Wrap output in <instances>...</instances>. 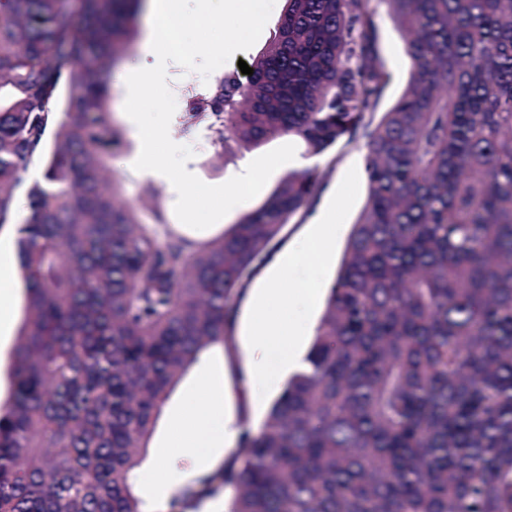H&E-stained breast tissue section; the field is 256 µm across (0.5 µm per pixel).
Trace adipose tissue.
I'll return each mask as SVG.
<instances>
[{
	"label": "adipose tissue",
	"mask_w": 512,
	"mask_h": 512,
	"mask_svg": "<svg viewBox=\"0 0 512 512\" xmlns=\"http://www.w3.org/2000/svg\"><path fill=\"white\" fill-rule=\"evenodd\" d=\"M184 2L148 0L143 59L132 74L128 92H135L141 84L163 88L172 66V58L164 52V45L177 39L184 28L210 21V0H199L198 10L193 15L186 12ZM135 130L143 142V151L134 158V166L146 176L165 177L168 164L165 152L160 149L162 134L140 124ZM21 278V272L9 263L7 257L0 255V375L5 372L11 347L9 330L17 301L14 284ZM283 297L287 298L292 315L281 314L254 323L243 346L242 361L247 371L240 390L252 404L259 403L282 375L297 368L300 362L298 340L309 332L306 311L313 298L312 289L288 297L274 281L262 294L253 297L251 304L256 308L265 307ZM212 367V360L201 361L194 384L184 393L176 411L168 417L172 437L167 440V447L191 457L196 465L186 471L177 462H162L156 457H149L144 466L152 470L154 476L138 485L145 512H156L164 501L176 495L185 482H197L208 476L224 456L236 450L240 429L230 410L224 406V390L217 383Z\"/></svg>",
	"instance_id": "obj_1"
}]
</instances>
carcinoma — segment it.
Segmentation results:
<instances>
[{
    "mask_svg": "<svg viewBox=\"0 0 512 512\" xmlns=\"http://www.w3.org/2000/svg\"><path fill=\"white\" fill-rule=\"evenodd\" d=\"M12 2L0 227L24 188L26 317L0 409V512H142L130 477L170 391L232 335L271 244L361 128L367 201L306 368L168 512L225 492V512H512V0H385L410 73L380 116L371 0H287L253 75L217 78L183 130L226 153L293 137L328 160L203 242L142 223L106 178L110 73L143 0ZM34 162L44 176L27 184Z\"/></svg>",
    "mask_w": 512,
    "mask_h": 512,
    "instance_id": "1",
    "label": "carcinoma"
}]
</instances>
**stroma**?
Returning <instances> with one entry per match:
<instances>
[{
  "mask_svg": "<svg viewBox=\"0 0 512 512\" xmlns=\"http://www.w3.org/2000/svg\"><path fill=\"white\" fill-rule=\"evenodd\" d=\"M377 26L378 57L390 75V81L379 104L380 111H387L404 91L410 72V60L405 53V42L396 28L385 0H373ZM212 10L216 20L211 24L193 25L181 34V41L193 48L206 42H222L227 27H239L244 31L240 47L231 55L215 54L200 57L187 63L174 61L170 70V82L182 87L209 88L214 79L229 70L237 69L239 62H252L272 40L278 30L281 13H273L261 29L250 26L248 17L225 13L222 0H214ZM140 51L123 57L112 72V118L122 133V141L112 150L111 166L114 176L121 180L126 199L139 205L141 220L151 223L163 218L165 223L181 227L192 239L203 240L216 236L237 223L245 214L257 208L269 196L277 183L289 170L295 169V160L304 149L297 140L280 136L249 152L225 154L221 144L214 142L205 130L185 133L181 121L190 105L189 98H172L169 93L146 94L134 105V113L150 122L162 123L166 128L165 149L175 160L176 166L188 167L198 184L213 190H223L243 163L254 165L259 173L256 186L243 193L234 211H225L220 204H213L208 223L199 224L190 214L191 208L203 206L200 198H183L171 192L166 181H150L143 178L130 164L139 150V141L129 115L125 112L124 99L129 69L140 58ZM340 160L324 178L316 193L312 210L299 212L283 232L285 242L302 241L312 234L310 218L313 211L325 210L335 217L336 236L323 255L319 267L305 263H291L284 288L328 287L334 280L353 224L357 221L367 198V180L364 168V152L360 145L339 146ZM155 187L161 193L160 200L147 197V187ZM251 313L247 305H240L232 337L220 345L224 360V384L229 390L235 415H247L253 424H260L270 408L262 403L251 408L236 390L241 364V338L247 331Z\"/></svg>",
  "mask_w": 512,
  "mask_h": 512,
  "instance_id": "35a3bbf8",
  "label": "stroma"
}]
</instances>
